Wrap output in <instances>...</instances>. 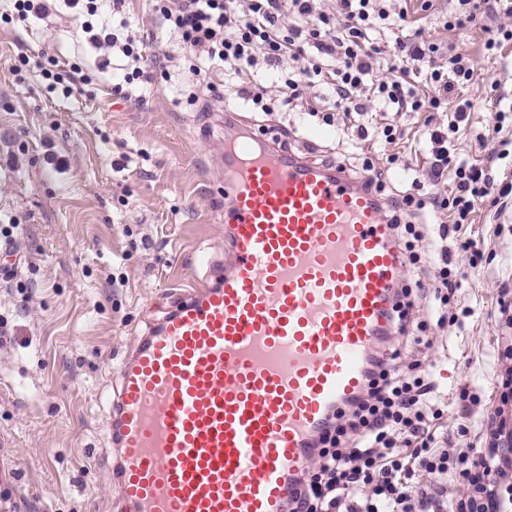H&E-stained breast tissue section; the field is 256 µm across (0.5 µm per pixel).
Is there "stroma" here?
I'll list each match as a JSON object with an SVG mask.
<instances>
[{"instance_id":"35a3bbf8","label":"stroma","mask_w":512,"mask_h":512,"mask_svg":"<svg viewBox=\"0 0 512 512\" xmlns=\"http://www.w3.org/2000/svg\"><path fill=\"white\" fill-rule=\"evenodd\" d=\"M456 0H436L422 11L410 0L401 33L468 53L474 80L454 87L471 100L473 135L460 137L461 156L481 159L473 136L497 123L484 107L492 81L512 87V72L484 49L479 27L447 30L444 16ZM132 29L147 39L142 68L152 76L130 99L113 93L123 82L120 60L99 70L103 52L84 42L82 16L53 0L46 17L0 22V223H14V240L0 246V512H119L107 479L112 458L109 405L119 365L145 333L158 301L174 303L186 282L206 284L208 265L224 259V114L232 95L189 98L184 80L190 60L162 27L152 0H127ZM58 72L81 67L92 82L71 95L47 89L38 78H19L11 65L44 56ZM288 61L261 67L268 111L242 109V120L277 138L285 149L309 148L320 161L361 171L371 161L390 193L410 188L429 167L428 128L444 125V112H369L363 121L390 124L403 137L349 145L336 125L325 126L301 109L279 103L281 79L299 70ZM65 157L56 170L48 154ZM398 154L397 164L386 162ZM482 243L469 266L457 239ZM466 267L467 278L449 313L456 324L432 326L424 356L439 411L430 446L450 458H480L484 419L501 401V379L512 370L497 323L502 284L512 272V209L499 218L479 210L458 238L436 231L417 242L420 265L409 281L428 286L426 270L441 246ZM469 397H462V390Z\"/></svg>"}]
</instances>
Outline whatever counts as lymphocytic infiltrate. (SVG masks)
Wrapping results in <instances>:
<instances>
[{
    "instance_id": "obj_1",
    "label": "lymphocytic infiltrate",
    "mask_w": 512,
    "mask_h": 512,
    "mask_svg": "<svg viewBox=\"0 0 512 512\" xmlns=\"http://www.w3.org/2000/svg\"><path fill=\"white\" fill-rule=\"evenodd\" d=\"M67 7L84 17L82 31L95 49L120 53L128 61L122 84L114 91L131 97V87L144 82L139 63L143 39L124 19L125 0H112L116 23L100 20V0H64ZM313 0H156L155 10L192 53L189 73L222 72L225 80L284 59L305 60L301 76H289L282 85V104L293 108L305 104L309 116L324 123L333 112L321 110L304 98V85L323 82L332 86L336 109L352 105L354 112L368 111L377 104L383 112H432L448 114V126L429 135L431 159L428 180L434 192L416 198L420 180L412 191L398 194L392 210L397 236L406 250L422 240L427 224L417 223L420 210L442 216L440 239L458 233L471 223L480 209L504 211L512 207V177L497 168V161L512 157V141L480 138L487 153L476 163L459 156L452 144L472 124L474 106L448 97L449 87L470 81L474 74L470 57L462 52L449 55L444 66H434L437 44L418 36L396 38L385 70H378L381 52L368 33L405 20L406 10L391 12L386 0H337L336 14L314 12ZM459 8L449 16L448 29L481 25L484 14L495 11L512 15V0H457ZM427 93H420V86ZM450 179L449 194L438 192L442 179ZM465 277L453 264L448 250H441L433 264V295L439 306L434 319H413L418 296L405 289L394 309L391 324L402 341L417 346L426 342L431 325H444L446 306L454 299ZM399 352L373 358L369 364L368 389L364 398L351 404L348 413L326 422L314 444L315 473L303 479L300 490L288 503V512H430L435 499L445 491L449 478H467L475 495L457 502L455 512H480L498 501L502 489L494 479L456 470L446 452L424 444L425 427L435 409L427 399L432 383L418 364H403ZM414 443L410 454H402L400 442ZM430 480L428 488L414 484L416 472Z\"/></svg>"
}]
</instances>
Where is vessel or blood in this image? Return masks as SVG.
I'll use <instances>...</instances> for the list:
<instances>
[{
    "mask_svg": "<svg viewBox=\"0 0 512 512\" xmlns=\"http://www.w3.org/2000/svg\"><path fill=\"white\" fill-rule=\"evenodd\" d=\"M224 125L228 259L151 322L109 411L122 512H286L406 276L381 190Z\"/></svg>",
    "mask_w": 512,
    "mask_h": 512,
    "instance_id": "b4317fda",
    "label": "vessel or blood"
}]
</instances>
